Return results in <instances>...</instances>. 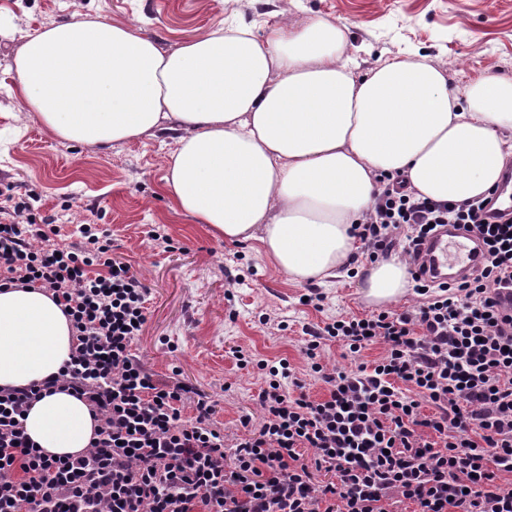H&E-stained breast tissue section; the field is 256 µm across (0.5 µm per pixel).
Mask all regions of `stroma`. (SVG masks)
Returning <instances> with one entry per match:
<instances>
[{"mask_svg":"<svg viewBox=\"0 0 512 512\" xmlns=\"http://www.w3.org/2000/svg\"><path fill=\"white\" fill-rule=\"evenodd\" d=\"M87 17L140 27L164 51L227 18L261 31L323 17L346 25L359 67L421 56L461 86L488 73L512 75V0H0V221H10L22 199L37 223L53 225L57 243L76 241L82 224L107 230L113 257L151 289L136 354L156 377L178 376L214 402L224 443L233 445L262 421L265 376L256 361L287 359L305 393L322 399L326 386L302 353L305 329L375 308L357 279L291 281L259 242H225L174 211L162 184L177 132L97 149L53 138L23 112L8 93L19 49L45 27ZM311 293L322 294V304L308 302ZM238 349L253 366H239Z\"/></svg>","mask_w":512,"mask_h":512,"instance_id":"stroma-1","label":"stroma"}]
</instances>
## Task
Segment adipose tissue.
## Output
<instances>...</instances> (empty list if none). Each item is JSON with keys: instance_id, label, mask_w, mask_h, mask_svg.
Masks as SVG:
<instances>
[{"instance_id": "ef3b65f1", "label": "adipose tissue", "mask_w": 512, "mask_h": 512, "mask_svg": "<svg viewBox=\"0 0 512 512\" xmlns=\"http://www.w3.org/2000/svg\"><path fill=\"white\" fill-rule=\"evenodd\" d=\"M21 99L52 137L105 147L178 125L164 189L175 209L229 243L258 241L292 281L336 277L355 249L378 179L463 202L488 194L512 159V78L448 84L412 56L354 75L344 25L303 18L266 29L217 26L162 51L133 25L96 19L39 31L14 60ZM410 285L405 262L369 265L364 298ZM72 348L61 306L36 288L0 289V388L57 375ZM46 454L85 451L95 423L57 391L28 410Z\"/></svg>"}]
</instances>
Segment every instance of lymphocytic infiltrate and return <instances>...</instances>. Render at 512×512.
<instances>
[{"label": "lymphocytic infiltrate", "instance_id": "lymphocytic-infiltrate-1", "mask_svg": "<svg viewBox=\"0 0 512 512\" xmlns=\"http://www.w3.org/2000/svg\"><path fill=\"white\" fill-rule=\"evenodd\" d=\"M485 206L384 185L355 227L359 255L398 246L410 257L435 226L462 224L482 242V267L461 282L415 279L421 301L402 312L311 330L303 353L328 386L322 400L300 393L287 360L254 363L266 375L263 424L228 448L214 404L133 353L149 289L113 258L111 238L84 224L78 242L51 244L15 203L0 223V287L49 293L73 345L57 377L0 389V512H512V482L500 481L512 475V315L493 300L512 285V219L488 224ZM335 339L354 356L376 343L385 354L330 371L319 349ZM51 389L89 406L97 429L86 451L54 458L27 436L31 403Z\"/></svg>", "mask_w": 512, "mask_h": 512}]
</instances>
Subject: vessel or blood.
<instances>
[{"label": "vessel or blood", "mask_w": 512, "mask_h": 512, "mask_svg": "<svg viewBox=\"0 0 512 512\" xmlns=\"http://www.w3.org/2000/svg\"><path fill=\"white\" fill-rule=\"evenodd\" d=\"M484 216L490 222L512 217V169L503 174ZM420 261L427 267L430 280L439 283L444 281L443 271L447 268L458 279L469 275L480 265L481 256L472 233L449 225L428 240Z\"/></svg>", "instance_id": "obj_1"}]
</instances>
